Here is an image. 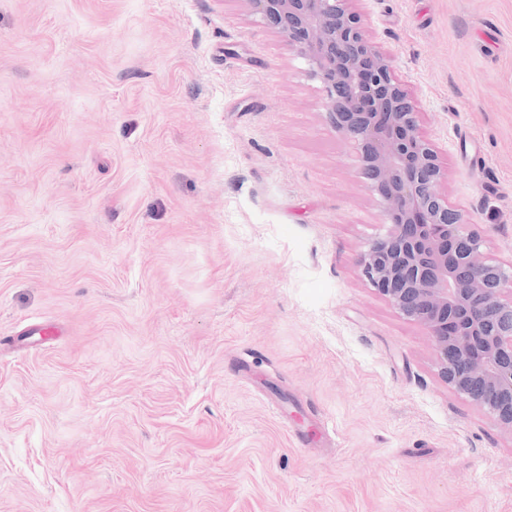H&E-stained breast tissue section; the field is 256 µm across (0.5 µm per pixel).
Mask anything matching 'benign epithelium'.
Instances as JSON below:
<instances>
[{"label":"benign epithelium","instance_id":"1","mask_svg":"<svg viewBox=\"0 0 512 512\" xmlns=\"http://www.w3.org/2000/svg\"><path fill=\"white\" fill-rule=\"evenodd\" d=\"M246 2L306 60L329 121L380 197L388 227L360 255L364 276L427 330L448 386L512 430V265L484 257L481 236L438 191L448 173L355 0Z\"/></svg>","mask_w":512,"mask_h":512}]
</instances>
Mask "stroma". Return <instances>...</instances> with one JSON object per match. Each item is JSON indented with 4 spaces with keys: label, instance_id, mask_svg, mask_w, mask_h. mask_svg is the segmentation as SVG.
Listing matches in <instances>:
<instances>
[{
    "label": "stroma",
    "instance_id": "1",
    "mask_svg": "<svg viewBox=\"0 0 512 512\" xmlns=\"http://www.w3.org/2000/svg\"><path fill=\"white\" fill-rule=\"evenodd\" d=\"M355 8L512 262V0ZM307 70L247 0H0V512H512Z\"/></svg>",
    "mask_w": 512,
    "mask_h": 512
}]
</instances>
